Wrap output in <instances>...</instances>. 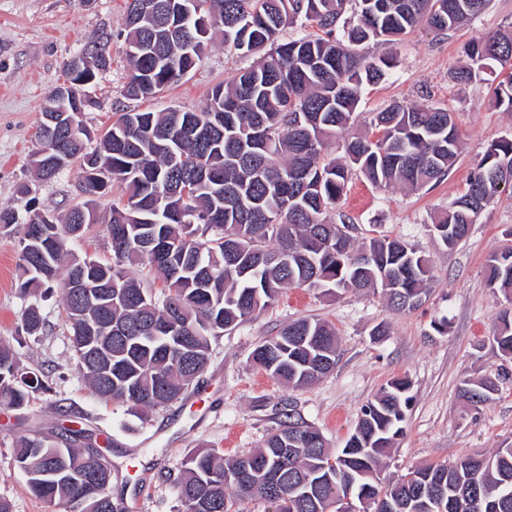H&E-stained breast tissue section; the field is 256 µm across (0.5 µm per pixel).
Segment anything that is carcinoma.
Returning a JSON list of instances; mask_svg holds the SVG:
<instances>
[{
	"label": "carcinoma",
	"mask_w": 512,
	"mask_h": 512,
	"mask_svg": "<svg viewBox=\"0 0 512 512\" xmlns=\"http://www.w3.org/2000/svg\"><path fill=\"white\" fill-rule=\"evenodd\" d=\"M488 0H356V20L343 18L347 0H125V56L133 72L126 96L149 99L184 78L216 33L244 54L265 51L230 84L214 86L200 112L116 113L88 150V130L69 134L48 96L40 147L31 155L36 177L50 182L75 164L89 195L111 183L124 199L112 205L103 232L112 260L69 249L66 225L92 231L87 202L64 217L31 222L25 205L0 207V227L17 228L15 288L30 300L22 324L28 336L45 330L39 300L59 290L70 341L93 394L145 413L181 398L205 370L210 338L265 312L287 288L379 289L394 310L421 306L431 279L429 260L408 242L388 235L355 243L348 225L330 210L343 196L351 170L379 187L421 190L443 180L460 152L448 109L393 103L372 125L382 142L365 136L344 144V160L324 153L355 113L363 84L380 81L391 61H365L356 47L371 39L399 41L420 27L445 31L480 13ZM316 27L314 36L282 41L288 27ZM494 61L510 69L493 89L492 104L512 112V31L466 43L453 67L467 84ZM96 156L89 165L86 158ZM512 191V137L493 141L465 191L432 219L443 245L463 240L479 214ZM147 271L160 293L144 287ZM487 286L505 306L495 319L493 343L512 360V246L488 259ZM336 329L299 318L262 338L250 360L291 390L307 389L336 364ZM406 377L389 380L360 411L341 448L316 428L286 415L253 452L226 458L195 449L176 481L182 512H232L237 501L260 500L270 512H339L342 482L353 477L363 499L357 512H382L381 499L401 512H431L429 500L410 496L416 483L439 489L444 512H512V448L490 455L462 453L445 463L412 467L380 478L382 459L403 434L410 405ZM489 377L464 378L460 393L472 405L492 399ZM24 372L20 354L0 340V406L25 408L44 392ZM86 430L67 428L52 438L39 432L16 441L13 460L27 465L41 490L31 493L50 512H125L108 492L40 476L43 464L64 452L63 464L112 481Z\"/></svg>",
	"instance_id": "carcinoma-1"
}]
</instances>
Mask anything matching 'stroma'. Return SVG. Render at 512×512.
<instances>
[{
    "label": "stroma",
    "instance_id": "stroma-1",
    "mask_svg": "<svg viewBox=\"0 0 512 512\" xmlns=\"http://www.w3.org/2000/svg\"><path fill=\"white\" fill-rule=\"evenodd\" d=\"M124 23L125 0H0V206L25 200L31 209L61 216L89 199L79 187L78 169L41 182L29 164L46 98L64 82L65 62L84 45L103 44L111 58L110 68L86 89L93 104L82 121L93 132L126 109L202 111L211 88L230 82L246 64L218 40L186 77L154 99H127L129 66L116 38ZM511 26L512 0H489L457 29L436 34L421 28L396 44L371 41L360 48L367 59L390 58L394 65L382 80L362 87L346 135L370 132L375 112L393 102L445 107L459 129V156L440 183L416 192L379 188L355 170L334 211L352 225L355 239L402 237L428 257L432 278L418 309L393 311L378 291L348 289L330 299L286 289L258 318L212 338L207 366L182 399L138 418L91 393L76 366L57 294L41 302L44 334L24 335L27 302L13 286L16 236L0 228V338L15 343L46 386L24 411L0 408V498L12 512H47L13 462L16 440L36 430L59 431L77 416L105 440L109 492L128 512H181L175 480L193 448L202 443L227 457L247 453L289 413L317 428L330 447H343L362 406L395 376L410 380L412 401L384 477L422 462L512 446V362L491 340L502 298L486 285L489 255L512 245V195L501 194L454 248L432 232L433 216L465 188L491 142L512 135V112L493 107L489 81L457 83L451 66L464 43ZM23 186L29 189L24 197ZM303 317L333 324L339 344L334 369L312 388L292 391L254 369L248 357L262 337ZM441 318L448 328L440 333L434 322ZM378 327L383 335H375ZM485 375L499 378L491 401L475 407L459 398L463 378Z\"/></svg>",
    "mask_w": 512,
    "mask_h": 512
}]
</instances>
